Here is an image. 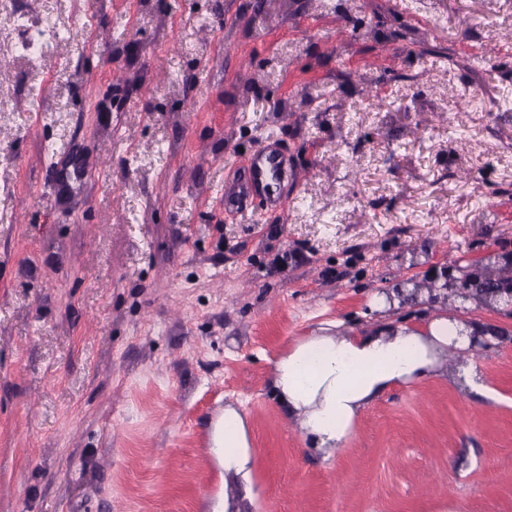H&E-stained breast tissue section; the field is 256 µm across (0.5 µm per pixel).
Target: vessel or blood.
Listing matches in <instances>:
<instances>
[{
	"mask_svg": "<svg viewBox=\"0 0 512 512\" xmlns=\"http://www.w3.org/2000/svg\"><path fill=\"white\" fill-rule=\"evenodd\" d=\"M249 176L231 178L224 183V211L235 214L253 201H260L266 212L283 214L287 198L278 196L273 188L287 174V159L274 138H265L260 147L247 159Z\"/></svg>",
	"mask_w": 512,
	"mask_h": 512,
	"instance_id": "vessel-or-blood-1",
	"label": "vessel or blood"
}]
</instances>
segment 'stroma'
Returning a JSON list of instances; mask_svg holds the SVG:
<instances>
[{"instance_id": "35a3bbf8", "label": "stroma", "mask_w": 512, "mask_h": 512, "mask_svg": "<svg viewBox=\"0 0 512 512\" xmlns=\"http://www.w3.org/2000/svg\"><path fill=\"white\" fill-rule=\"evenodd\" d=\"M269 136L286 214H225ZM507 255L512 0H6L0 512H512V315L470 313L494 398L449 366L327 460L270 384L320 329L428 318L372 295ZM217 453L223 457L224 471L246 472L250 462L246 423L234 408L224 410L223 437Z\"/></svg>"}]
</instances>
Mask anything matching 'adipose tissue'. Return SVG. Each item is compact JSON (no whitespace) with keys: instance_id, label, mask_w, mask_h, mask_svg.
<instances>
[{"instance_id":"obj_1","label":"adipose tissue","mask_w":512,"mask_h":512,"mask_svg":"<svg viewBox=\"0 0 512 512\" xmlns=\"http://www.w3.org/2000/svg\"><path fill=\"white\" fill-rule=\"evenodd\" d=\"M471 331L466 323L439 316L424 333L384 322L357 335L311 336L276 361L274 393L311 448L328 454L350 439L357 416L376 398L445 374L449 350L468 349ZM218 453L225 471H246L247 429L236 409L224 411Z\"/></svg>"}]
</instances>
